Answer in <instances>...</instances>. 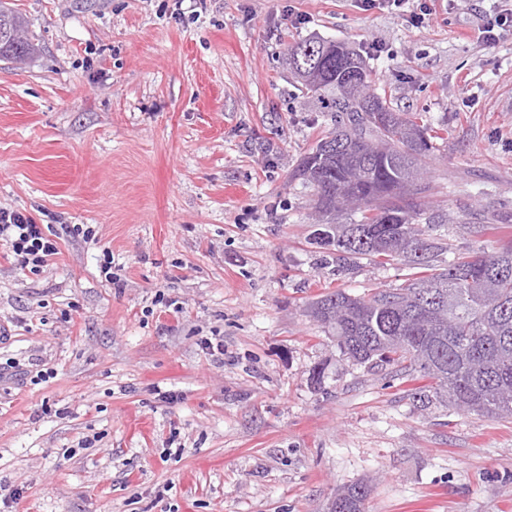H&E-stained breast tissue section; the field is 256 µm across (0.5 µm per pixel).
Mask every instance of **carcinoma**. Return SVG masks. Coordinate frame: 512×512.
Instances as JSON below:
<instances>
[{
    "label": "carcinoma",
    "instance_id": "carcinoma-1",
    "mask_svg": "<svg viewBox=\"0 0 512 512\" xmlns=\"http://www.w3.org/2000/svg\"><path fill=\"white\" fill-rule=\"evenodd\" d=\"M307 49L312 77L301 87L330 100L346 119L302 156L293 178L314 189L318 216L360 213L339 231L334 224L316 229L312 241L338 262L368 257L413 269L399 288L368 297L336 289L310 302L308 312L353 363L430 379L419 390L422 406L446 403L512 419V239L444 260L446 243L426 234L432 129L415 113L394 110L371 84H349L346 75L365 65L342 43L316 38L289 45L290 69ZM33 51L25 21L0 0V57L21 63ZM368 492L364 484L344 488L329 512L338 505L341 512H365Z\"/></svg>",
    "mask_w": 512,
    "mask_h": 512
}]
</instances>
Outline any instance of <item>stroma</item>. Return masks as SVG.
<instances>
[{
	"label": "stroma",
	"instance_id": "35a3bbf8",
	"mask_svg": "<svg viewBox=\"0 0 512 512\" xmlns=\"http://www.w3.org/2000/svg\"><path fill=\"white\" fill-rule=\"evenodd\" d=\"M9 2L36 51L0 59V207L94 238L61 230L33 272L0 245V365L54 371L0 379V512H328L359 482L366 512H512V419L420 409L306 313L409 270L310 245L292 172L334 114L284 64L312 37L358 50L440 135L437 233L489 250L512 239V31L479 29L512 0H435L418 28L416 0Z\"/></svg>",
	"mask_w": 512,
	"mask_h": 512
}]
</instances>
